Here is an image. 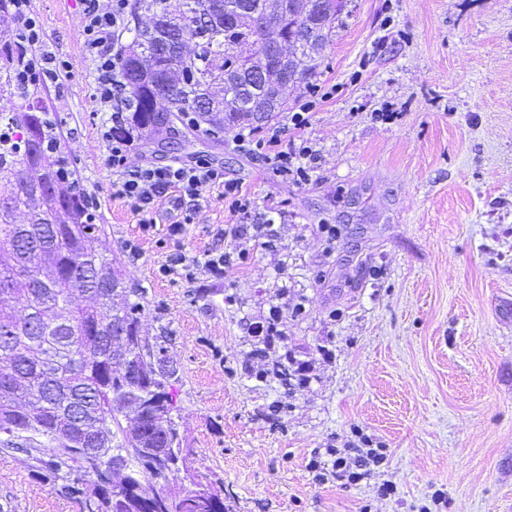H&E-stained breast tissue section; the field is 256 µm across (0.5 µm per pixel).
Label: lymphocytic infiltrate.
Here are the masks:
<instances>
[{
	"mask_svg": "<svg viewBox=\"0 0 512 512\" xmlns=\"http://www.w3.org/2000/svg\"><path fill=\"white\" fill-rule=\"evenodd\" d=\"M81 7V36L97 73L95 99L100 111L110 115L109 122L99 129L105 148V163L112 172L110 196L130 203L140 224L147 229L154 222L152 213L157 200L175 194L182 204L178 218L171 226L176 234L194 222L201 202L210 191H218L224 196L234 213L249 214L253 207L251 197L243 191L241 183L225 177L221 166L203 162L129 166L128 153L132 141L117 136L114 129L124 112L119 40L129 0H81ZM18 37L38 51L35 63L25 72L28 82L55 83L67 77L69 65L47 49L45 31L38 17L24 14ZM268 144L272 148L269 159L278 173L298 182L309 180L315 152L308 142L285 147L273 134Z\"/></svg>",
	"mask_w": 512,
	"mask_h": 512,
	"instance_id": "f902f5d3",
	"label": "lymphocytic infiltrate"
}]
</instances>
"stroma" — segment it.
<instances>
[{"instance_id":"1","label":"stroma","mask_w":512,"mask_h":512,"mask_svg":"<svg viewBox=\"0 0 512 512\" xmlns=\"http://www.w3.org/2000/svg\"><path fill=\"white\" fill-rule=\"evenodd\" d=\"M27 9L69 63L62 85L42 87L59 148L101 200L103 249L145 293L141 338L175 371L173 418L194 463L166 493L200 481L224 512H512V0H346L317 95L284 92L289 111L312 102L307 127L287 113L270 122L282 144L312 143L309 183L239 148L237 126L176 145L135 137L130 165L204 156L241 183L255 207L235 238L215 192L176 236L174 205L146 231L109 197L82 15L68 0ZM243 248L248 261L220 277L159 273L178 255ZM274 306L282 337L266 346L249 327ZM302 363L307 385L294 378ZM366 442L385 460L360 482L337 477L330 449ZM0 512L82 506L9 452Z\"/></svg>"}]
</instances>
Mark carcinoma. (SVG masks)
Here are the masks:
<instances>
[{
	"instance_id": "1",
	"label": "carcinoma",
	"mask_w": 512,
	"mask_h": 512,
	"mask_svg": "<svg viewBox=\"0 0 512 512\" xmlns=\"http://www.w3.org/2000/svg\"><path fill=\"white\" fill-rule=\"evenodd\" d=\"M212 2L182 0L175 14L169 0H134L121 59L131 132L162 141L185 112L214 134L226 124L261 128L288 110L284 99L267 98L283 71L314 86L344 8V0H286L272 22L264 0H220L221 20L185 23ZM312 27L317 43L298 49ZM176 42L194 48L176 55ZM264 56L265 76L253 81ZM25 64L16 36L0 35V283H11L0 287V452L23 440L33 474L80 500L84 512H224L213 495L164 493L182 467L168 391L174 372L135 375L147 358L138 329L143 293L89 247L103 230L69 182L54 122L24 80ZM24 163L26 180L12 181ZM74 288L93 304L73 306ZM88 435L104 452L128 457L118 481L98 480L96 458L82 443Z\"/></svg>"
}]
</instances>
